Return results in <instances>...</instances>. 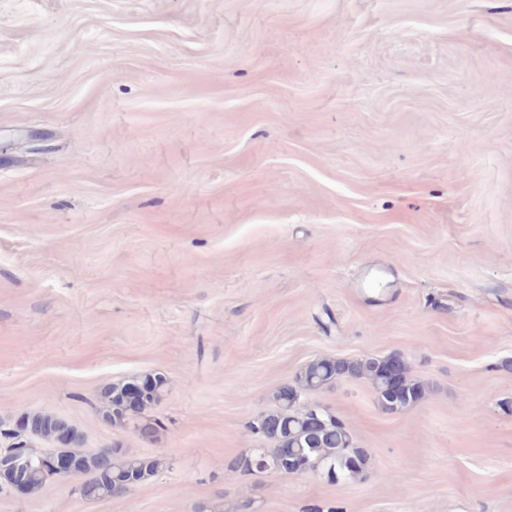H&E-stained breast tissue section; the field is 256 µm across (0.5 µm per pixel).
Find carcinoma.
<instances>
[{
	"label": "carcinoma",
	"instance_id": "cac0c4a2",
	"mask_svg": "<svg viewBox=\"0 0 512 512\" xmlns=\"http://www.w3.org/2000/svg\"><path fill=\"white\" fill-rule=\"evenodd\" d=\"M386 358L365 360L320 358L306 365L297 375L295 384L284 386L275 395V408L260 414L252 424L253 431L268 444L267 448H251L241 455L235 467L245 472L272 471L286 476L294 472V462L303 461L329 483L353 480L360 476L368 461L366 449L357 445L354 436L336 414L320 405H300L302 397L333 383L339 378L364 377L380 397L383 407L398 411L413 406L427 394L424 383L408 375L402 377L398 400L388 391L384 368ZM167 377L161 372L132 376L113 383L101 392L105 412L111 423L131 422L148 408L158 404L166 391ZM32 433L55 441L61 432L71 435L64 452L74 461L66 476H81L83 481L76 491L85 499H101L130 492L151 477L161 467V461L152 457H131L119 448L100 449L91 457L83 447V437L66 421L49 412L27 416ZM26 432L17 428L4 433L21 456L32 461L26 477V492L42 489L51 472L46 462L47 453L28 446Z\"/></svg>",
	"mask_w": 512,
	"mask_h": 512
}]
</instances>
